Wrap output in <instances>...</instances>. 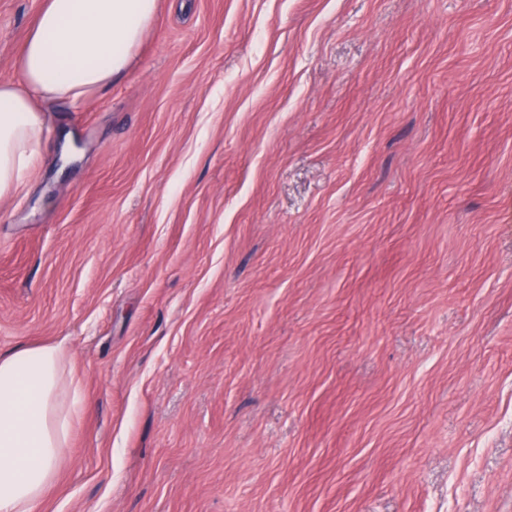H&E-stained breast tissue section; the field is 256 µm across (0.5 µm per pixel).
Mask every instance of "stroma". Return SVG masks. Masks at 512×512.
Instances as JSON below:
<instances>
[{"instance_id":"35a3bbf8","label":"stroma","mask_w":512,"mask_h":512,"mask_svg":"<svg viewBox=\"0 0 512 512\" xmlns=\"http://www.w3.org/2000/svg\"><path fill=\"white\" fill-rule=\"evenodd\" d=\"M46 118L0 200V354L82 405L40 512H512V0H159Z\"/></svg>"}]
</instances>
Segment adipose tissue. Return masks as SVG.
Listing matches in <instances>:
<instances>
[{
  "mask_svg": "<svg viewBox=\"0 0 512 512\" xmlns=\"http://www.w3.org/2000/svg\"><path fill=\"white\" fill-rule=\"evenodd\" d=\"M158 0H45L19 61L0 79V199L42 159L40 103L77 101L129 66ZM63 344L0 356V512H39L79 412Z\"/></svg>",
  "mask_w": 512,
  "mask_h": 512,
  "instance_id": "ef3b65f1",
  "label": "adipose tissue"
}]
</instances>
